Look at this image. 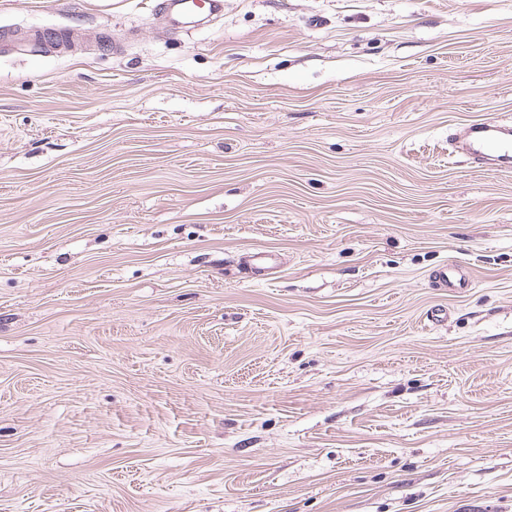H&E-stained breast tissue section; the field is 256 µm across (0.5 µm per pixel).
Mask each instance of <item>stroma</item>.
Segmentation results:
<instances>
[{
    "mask_svg": "<svg viewBox=\"0 0 512 512\" xmlns=\"http://www.w3.org/2000/svg\"><path fill=\"white\" fill-rule=\"evenodd\" d=\"M157 2L0 0V512H512V0ZM161 5L158 16L175 30L194 26L205 13L214 15L224 11L223 0H162ZM450 145L453 153L464 154L477 165L489 164L501 171L512 169V123H473Z\"/></svg>",
    "mask_w": 512,
    "mask_h": 512,
    "instance_id": "35a3bbf8",
    "label": "stroma"
}]
</instances>
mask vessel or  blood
I'll use <instances>...</instances> for the list:
<instances>
[{"label":"vessel or blood","instance_id":"b4317fda","mask_svg":"<svg viewBox=\"0 0 512 512\" xmlns=\"http://www.w3.org/2000/svg\"><path fill=\"white\" fill-rule=\"evenodd\" d=\"M224 0H162L158 15L172 29L193 26L203 14H219ZM453 153L463 154L478 165H492L501 171L512 169V123L480 122L468 126L451 140Z\"/></svg>","mask_w":512,"mask_h":512}]
</instances>
